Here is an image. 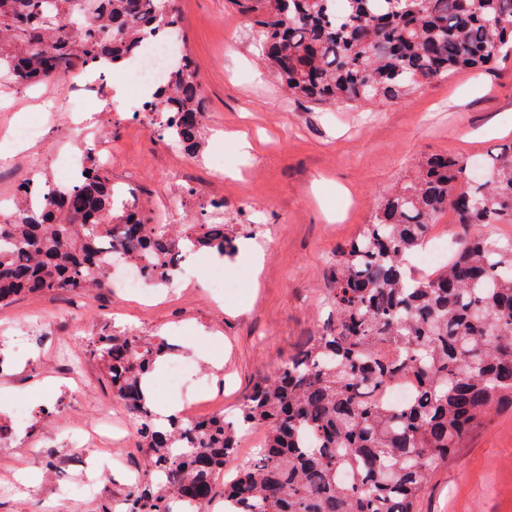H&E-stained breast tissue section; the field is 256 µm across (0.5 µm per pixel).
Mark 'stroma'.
<instances>
[{
	"label": "stroma",
	"instance_id": "1",
	"mask_svg": "<svg viewBox=\"0 0 512 512\" xmlns=\"http://www.w3.org/2000/svg\"><path fill=\"white\" fill-rule=\"evenodd\" d=\"M177 8L205 96L196 151L159 137L157 115L129 121L112 82L74 114L68 77L18 88L0 73V201L12 200L26 179L54 180L61 159L83 141L108 139L106 169L129 201L151 212L173 190L167 173L179 172L181 223L212 221V201H224V221L242 248L224 260L226 272L250 266L245 247L260 248L261 260L250 288L221 302L192 259L181 280L152 287L149 301L108 287L23 295L1 306L0 396L25 401L31 416L0 446V512L51 505L100 512L106 503L121 512L143 455L134 419L89 352L93 337L111 330L166 337L191 368L168 389L161 385L168 363H157L156 401H185L203 359L211 384L197 417L234 413L258 375L274 372L335 320L326 260L373 219L389 190L413 179L431 154L484 158L512 143V53L490 69L460 70L385 103L316 105L288 95L249 18L229 0H177ZM32 122L37 138L14 140V130ZM238 134L252 150L236 147ZM34 155L40 167H31ZM216 155L223 166H213ZM189 336L211 342L202 353L183 349ZM107 410L126 431L108 447H72L75 425H93ZM416 512H512V408L493 412L431 470Z\"/></svg>",
	"mask_w": 512,
	"mask_h": 512
}]
</instances>
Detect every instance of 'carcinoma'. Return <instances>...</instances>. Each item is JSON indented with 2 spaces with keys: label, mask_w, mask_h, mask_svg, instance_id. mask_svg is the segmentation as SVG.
Here are the masks:
<instances>
[{
  "label": "carcinoma",
  "mask_w": 512,
  "mask_h": 512,
  "mask_svg": "<svg viewBox=\"0 0 512 512\" xmlns=\"http://www.w3.org/2000/svg\"><path fill=\"white\" fill-rule=\"evenodd\" d=\"M232 0L251 17L272 73L292 96L335 105L387 102L512 50V0ZM172 35L181 51L151 95L161 136L196 149L206 118L196 62L175 0H0V70L29 87L83 68L128 66L139 44ZM85 166L75 186L17 188L20 219L0 212V306L23 293L75 295L107 285L115 256L167 283L188 245L235 255L224 224L175 236L133 205L115 213L108 171ZM436 153L389 192L373 220L331 257L336 320L263 375L231 417L162 427L142 389L163 340L103 333L90 352L137 421L145 461L125 512H415L429 470L448 460L493 409L512 405V245L483 232L512 224V143L480 164ZM463 229L437 270L408 261L444 210ZM403 352L387 361L378 349ZM405 373L399 407L377 389ZM266 428L264 447L224 479L237 436Z\"/></svg>",
  "instance_id": "obj_1"
}]
</instances>
